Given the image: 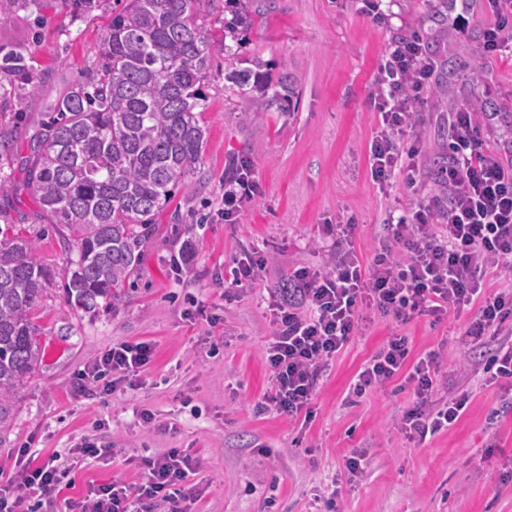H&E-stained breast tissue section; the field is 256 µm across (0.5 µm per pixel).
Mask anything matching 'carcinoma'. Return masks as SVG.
I'll return each mask as SVG.
<instances>
[{
  "label": "carcinoma",
  "mask_w": 512,
  "mask_h": 512,
  "mask_svg": "<svg viewBox=\"0 0 512 512\" xmlns=\"http://www.w3.org/2000/svg\"><path fill=\"white\" fill-rule=\"evenodd\" d=\"M78 19L105 0H61ZM95 50L88 79L46 108L29 137L26 188L66 250L67 304L96 315L118 310L131 288L140 248L154 216L199 163L204 82L217 55H236L229 41L251 24L249 6L224 21L217 37L200 19L199 0H117ZM230 78L246 119L295 96L287 79L269 81L250 68ZM18 99L33 96L41 72L23 50L0 44V81ZM45 230L12 223L0 207V430L36 373L41 349L31 321L54 287L55 274L36 257Z\"/></svg>",
  "instance_id": "1"
}]
</instances>
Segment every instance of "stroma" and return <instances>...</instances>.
<instances>
[{"label":"stroma","mask_w":512,"mask_h":512,"mask_svg":"<svg viewBox=\"0 0 512 512\" xmlns=\"http://www.w3.org/2000/svg\"><path fill=\"white\" fill-rule=\"evenodd\" d=\"M248 3L253 22L240 31L237 58L260 60L273 79L291 76V111L243 121L226 65L214 60L204 153L156 215L123 307L81 318L56 291L33 314L44 357L0 442V483L90 437L119 453L72 472L74 484L61 496L73 502L92 485L141 482L139 460L177 448L200 462L192 512H512V413L493 414L500 384L473 383L459 368L457 336L468 313L401 323L365 311L357 335L321 378L310 421L260 407L270 385L268 292L293 269L324 264L333 242L328 225L355 222L352 246L370 260L397 202L436 193V174L448 160V115L467 104L481 114L488 153L512 162V53L481 51L482 33L496 21L487 0H383L377 20L365 0ZM0 11L9 15L0 43L29 52L42 71L34 97L7 105L23 119L14 132L11 190L0 197L15 223L32 225L41 212L23 188L27 137L46 101L87 78L112 14L96 10L76 21L57 0H44L38 24L9 0H0ZM415 32L437 64L416 131L423 177L414 188L398 176L382 188L369 166L379 130L374 77L391 41ZM241 157L260 193L228 223L224 181ZM182 249L189 259L177 271L171 259ZM244 254L266 260V272L235 288V260ZM393 335L407 337L412 355L439 352L449 385L469 396L457 425L420 445L396 425L408 393L390 386L359 397L349 392ZM121 341L155 345L135 389L79 392L78 374ZM145 410L154 415L149 428L140 417ZM356 453L367 466L353 479L345 464Z\"/></svg>","instance_id":"obj_1"}]
</instances>
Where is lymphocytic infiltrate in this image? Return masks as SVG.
<instances>
[{"label": "lymphocytic infiltrate", "mask_w": 512, "mask_h": 512, "mask_svg": "<svg viewBox=\"0 0 512 512\" xmlns=\"http://www.w3.org/2000/svg\"><path fill=\"white\" fill-rule=\"evenodd\" d=\"M497 21L483 35L484 55L512 50V0H489ZM432 76L414 37L393 41L375 77L373 103L381 130L369 148L374 182L388 187L394 175L415 186L421 174L418 150L406 135L418 124L414 105ZM439 191L427 200L398 207L369 266H362L351 239L354 224L336 227V240L323 267L300 268L271 290L268 308L274 332L265 350L270 388L263 406L291 418L311 416L310 404L323 371L358 330L361 309L407 321L441 319L448 310H472L459 337L461 365L483 384L507 390L501 413L512 412V290L493 296L482 288L492 268L512 270V165L487 156L475 108L448 118V163L437 176ZM147 341L113 344L80 376L81 385L103 392L133 381L152 362ZM402 377L410 405L399 420L408 441L424 443L454 427L467 395L454 394L441 376L438 353L411 357L407 337L393 336L356 373L349 390L362 396ZM96 439H85L70 456L51 457L26 468L11 485H0V512H58L56 498L80 461L104 456ZM146 480L136 486L115 481L91 488L78 512H186L196 496L189 476L192 458L173 448L143 460Z\"/></svg>", "instance_id": "1"}]
</instances>
